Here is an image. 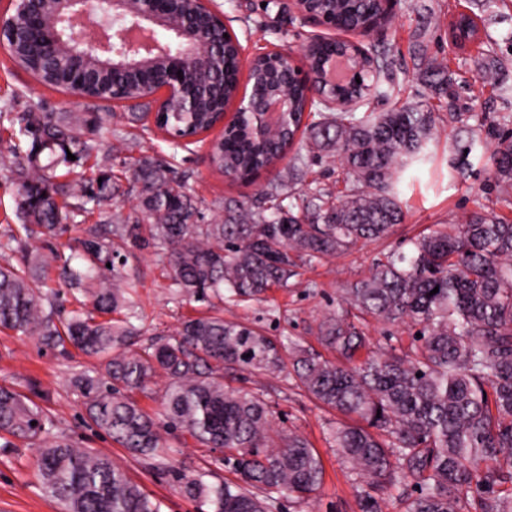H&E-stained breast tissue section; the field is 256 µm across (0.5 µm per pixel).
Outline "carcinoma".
<instances>
[{
	"label": "carcinoma",
	"instance_id": "obj_1",
	"mask_svg": "<svg viewBox=\"0 0 512 512\" xmlns=\"http://www.w3.org/2000/svg\"><path fill=\"white\" fill-rule=\"evenodd\" d=\"M316 15L327 14L344 31L378 20L375 0H308ZM176 22L194 13L192 0H171ZM480 31L478 16L460 19L456 36L466 41ZM59 56L36 51L25 34L10 56L43 84L74 90L73 76L61 63L72 48L68 29L58 26ZM350 50L341 41L318 45L308 63L317 70L328 56ZM271 60L254 63L249 96L264 90L290 99L292 112L255 137L248 120L224 126L212 141L210 164L218 173L249 183L259 171L295 153L277 178L248 205L230 200L224 217L192 224L197 202L184 190L175 169L144 155L129 163L128 187L112 170V159L133 149L124 133L111 131L116 144L99 157L91 135L108 125L110 112H1L8 122L9 171L17 186L21 224L0 236V329L42 346L72 345L103 360L73 386L85 399L91 422L129 452L162 459L164 435H189L207 448L224 450V466L237 479L209 483L204 475L179 476L181 491L198 512H268L277 494L288 500L313 494L323 466L308 440L275 426L257 393L228 380L244 374L284 375L313 399L362 426L339 423L330 438L357 479L373 488L390 487L406 503L405 512H512V220L472 211L461 223L409 241L406 251L378 260L371 274L346 289L357 311L353 318L331 312L319 325L318 341L336 352L323 359L298 342L285 346L239 320L211 313L182 322L164 342L136 344L139 318L134 288L115 266L112 243L154 250L173 272V293L181 300H261L272 288L288 287L302 264H320L359 242L387 236L405 221L396 190L411 166L431 162L428 149L435 128L426 105H403L387 112L323 111L289 72L255 83ZM163 65L104 69L93 93L119 101L140 100L160 85ZM235 43L224 38L215 79L195 112L171 106L159 129L191 138L214 128L240 89ZM437 96L448 93L447 67L423 71ZM362 86L324 87L327 98L354 104L385 97L392 85L361 71ZM314 112L302 123L305 109ZM455 167L481 163L480 135L466 131L455 145ZM75 159L70 160L67 154ZM334 156L353 182L344 195L314 180L299 193L310 157ZM493 184L512 201V132L499 135L489 155ZM74 176L58 181L57 171ZM134 196L137 216L122 224L86 230L80 252L65 255L48 248L78 216L100 215L120 196ZM61 264L79 307L55 319L41 288L45 271ZM438 289L434 295L433 289ZM371 316L406 323L411 346L374 351L361 327ZM159 374L168 380L161 419L143 412L129 397L144 391ZM54 420L13 388L0 386V433L38 442L35 467L42 490L65 512H159L158 504L112 460L54 433Z\"/></svg>",
	"mask_w": 512,
	"mask_h": 512
}]
</instances>
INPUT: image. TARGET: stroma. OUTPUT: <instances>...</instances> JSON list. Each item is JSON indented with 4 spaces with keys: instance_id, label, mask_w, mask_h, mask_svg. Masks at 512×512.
<instances>
[{
    "instance_id": "stroma-1",
    "label": "stroma",
    "mask_w": 512,
    "mask_h": 512,
    "mask_svg": "<svg viewBox=\"0 0 512 512\" xmlns=\"http://www.w3.org/2000/svg\"><path fill=\"white\" fill-rule=\"evenodd\" d=\"M209 5L223 15L249 57L285 50L294 60H301L304 45L317 31L311 23L279 13L275 0H210ZM471 11L481 15L480 31L495 47L490 50L487 43L474 42L460 53H450V16ZM368 43L388 60L396 82L392 96L378 103V111L403 103L426 104L433 107L440 129L432 169L421 174L419 182L402 188L408 210L405 222L383 239L356 244L321 264L302 267L288 288L272 289L262 301L222 306L225 317L247 319L271 336L292 337L331 361L336 353L318 341L317 326L325 314L335 310L351 283L369 276L376 259L481 207L512 219V205L498 200L488 188L486 164L474 165L463 175L451 168V146L464 128H479L492 150L503 128L501 114L512 113V104L505 103L497 89L501 81L512 86V0H395L392 17ZM421 47L428 57L453 71L455 83L447 96L432 95L419 75L415 53ZM33 104L49 112L112 113L109 129L93 137L99 154L112 147L111 129H121L148 155L173 164L186 192L200 200L206 224L215 214L223 213L225 200H253L277 175L270 169L250 183L229 180L213 171L206 158L207 148L220 137L221 128L199 135L194 144L174 146L157 129L128 122L124 104L89 101L43 85L0 49V112H20ZM126 256L122 272L137 288L135 301L144 316L142 342L174 336L182 320L209 312L207 304L174 300L172 273L157 262L152 250L130 249ZM100 367L99 360L74 347L63 352L47 349L14 332L0 331V382L13 385L51 415L58 435L111 457L132 482L159 503L160 512H197L196 502L182 493L177 478L199 473L207 474L212 482L230 478L222 451L179 435L169 438L171 452L164 462L131 455L91 424L82 397L71 385L75 375ZM242 386L262 394L276 420L302 433L324 466L323 483L314 494L293 502L275 501L272 512H362L360 485L329 443V429L341 421V414L319 404L296 383L271 375L248 377ZM36 450V445L20 438L13 447H0V512H61L59 504L40 487L33 467Z\"/></svg>"
}]
</instances>
